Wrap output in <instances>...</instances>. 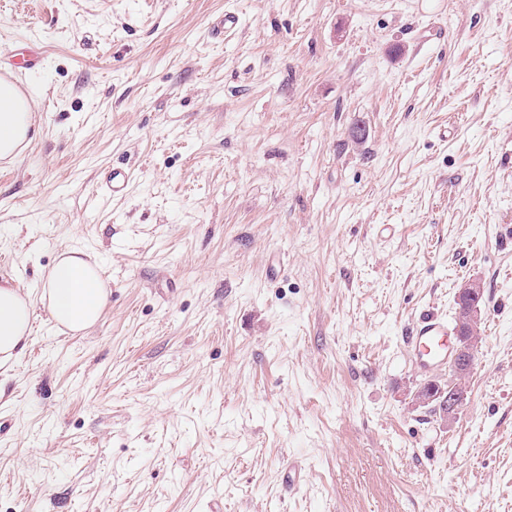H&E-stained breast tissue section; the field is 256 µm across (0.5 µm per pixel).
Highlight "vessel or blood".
I'll use <instances>...</instances> for the list:
<instances>
[{
    "label": "vessel or blood",
    "instance_id": "obj_1",
    "mask_svg": "<svg viewBox=\"0 0 512 512\" xmlns=\"http://www.w3.org/2000/svg\"><path fill=\"white\" fill-rule=\"evenodd\" d=\"M132 177L129 170L113 169L103 189L110 196H122ZM403 339L410 360L420 375L430 378L447 368L453 350L446 317L436 313L423 315L404 329Z\"/></svg>",
    "mask_w": 512,
    "mask_h": 512
}]
</instances>
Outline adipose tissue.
<instances>
[{
  "mask_svg": "<svg viewBox=\"0 0 512 512\" xmlns=\"http://www.w3.org/2000/svg\"><path fill=\"white\" fill-rule=\"evenodd\" d=\"M31 126L29 98L14 84H0V160H13L22 153ZM108 297L97 264L85 260L82 250L73 247L57 256L39 300L58 326L75 334L98 322ZM33 302L30 294L0 284V368L25 348Z\"/></svg>",
  "mask_w": 512,
  "mask_h": 512,
  "instance_id": "obj_1",
  "label": "adipose tissue"
}]
</instances>
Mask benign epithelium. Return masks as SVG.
Wrapping results in <instances>:
<instances>
[{"instance_id":"benign-epithelium-1","label":"benign epithelium","mask_w":512,"mask_h":512,"mask_svg":"<svg viewBox=\"0 0 512 512\" xmlns=\"http://www.w3.org/2000/svg\"><path fill=\"white\" fill-rule=\"evenodd\" d=\"M458 324L463 327V332L456 336L453 359L448 365V396L445 406L448 408L446 419L450 422L463 400L467 375L483 341L478 306L470 308L458 320Z\"/></svg>"}]
</instances>
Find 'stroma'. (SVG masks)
Masks as SVG:
<instances>
[{"label":"stroma","mask_w":512,"mask_h":512,"mask_svg":"<svg viewBox=\"0 0 512 512\" xmlns=\"http://www.w3.org/2000/svg\"><path fill=\"white\" fill-rule=\"evenodd\" d=\"M35 45L0 281L74 246L110 295L35 306L0 512H512V0H0V56ZM472 279L447 425L402 331ZM132 178L133 173L131 171L124 168H112V172L106 178L102 188L106 194L119 197L125 193Z\"/></svg>","instance_id":"35a3bbf8"}]
</instances>
